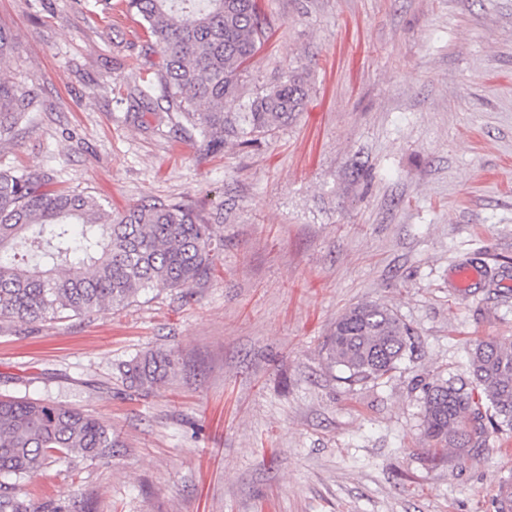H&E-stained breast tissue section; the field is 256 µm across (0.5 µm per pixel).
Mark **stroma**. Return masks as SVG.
I'll list each match as a JSON object with an SVG mask.
<instances>
[{
  "label": "stroma",
  "mask_w": 512,
  "mask_h": 512,
  "mask_svg": "<svg viewBox=\"0 0 512 512\" xmlns=\"http://www.w3.org/2000/svg\"><path fill=\"white\" fill-rule=\"evenodd\" d=\"M246 84L309 73L310 102L260 150L203 155L118 89L157 68L137 17L95 0H0L7 72L40 109L1 169H43L113 212L195 202L214 278L121 310L0 320V395L112 429L96 459L49 460L40 512H496L512 431L464 456L422 443L423 389L469 381L468 351L512 338V0H265ZM470 267V287L456 285ZM364 301L411 328L389 378L347 384L321 347ZM172 351L160 387L120 369Z\"/></svg>",
  "instance_id": "1"
}]
</instances>
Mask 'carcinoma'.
Wrapping results in <instances>:
<instances>
[{
    "label": "carcinoma",
    "instance_id": "carcinoma-1",
    "mask_svg": "<svg viewBox=\"0 0 512 512\" xmlns=\"http://www.w3.org/2000/svg\"><path fill=\"white\" fill-rule=\"evenodd\" d=\"M141 19L146 47L163 67L127 96L145 108L147 83L167 103L173 131L199 149H257L308 103V79L295 70L242 101L247 64L271 21L259 0H123ZM13 35L0 27V144H11L38 94L5 73ZM224 250L193 203L154 202L113 213L87 191L59 188L45 170H0V318L25 324L123 308L158 288L208 281ZM411 328L377 302L347 308L322 345L327 365L350 382L389 377ZM173 355L151 350L123 365L130 386L168 378ZM472 387L450 381L424 389L422 437L438 453L469 452L490 430H512V339L488 337L470 352ZM112 430L81 410L50 401L0 397V512H31L20 481L46 460L101 457ZM496 512H512V482L499 484Z\"/></svg>",
    "mask_w": 512,
    "mask_h": 512
}]
</instances>
